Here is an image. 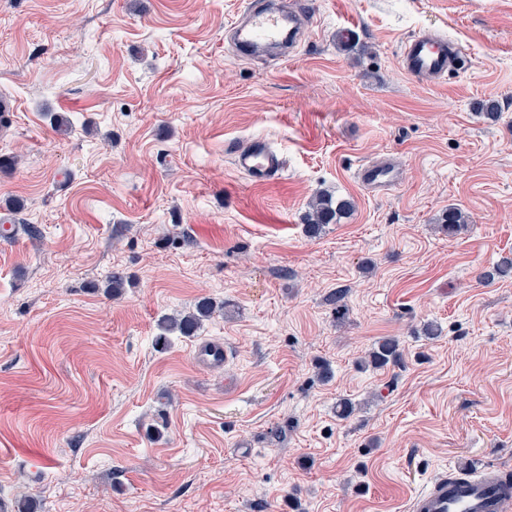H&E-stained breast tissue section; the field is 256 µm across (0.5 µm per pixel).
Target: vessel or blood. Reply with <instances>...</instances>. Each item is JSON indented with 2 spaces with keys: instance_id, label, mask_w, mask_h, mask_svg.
Instances as JSON below:
<instances>
[{
  "instance_id": "b4317fda",
  "label": "vessel or blood",
  "mask_w": 512,
  "mask_h": 512,
  "mask_svg": "<svg viewBox=\"0 0 512 512\" xmlns=\"http://www.w3.org/2000/svg\"><path fill=\"white\" fill-rule=\"evenodd\" d=\"M311 12L303 0H250L233 26L234 45L245 55L265 48L292 50L296 34L309 25ZM464 60L447 36L433 30L408 37L401 48L399 64L413 80L439 82ZM236 168L254 184L263 185L285 168L281 154L264 140L235 156ZM398 171L388 162L362 165L360 184L368 191L385 193L395 187ZM411 512H512V495H505L494 468L471 477H439L411 502Z\"/></svg>"
}]
</instances>
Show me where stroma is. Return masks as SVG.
<instances>
[{
    "instance_id": "stroma-1",
    "label": "stroma",
    "mask_w": 512,
    "mask_h": 512,
    "mask_svg": "<svg viewBox=\"0 0 512 512\" xmlns=\"http://www.w3.org/2000/svg\"><path fill=\"white\" fill-rule=\"evenodd\" d=\"M247 2L0 0L11 503L410 512L448 472L512 473V276L478 279L512 259V0H306L287 58L235 54ZM430 27L467 61L439 85L398 62ZM256 139L286 158L263 187L233 163ZM384 160L399 183L370 193L355 173ZM322 190L352 210L312 238ZM204 297L213 317L158 346ZM383 336L401 361L358 368ZM207 341L227 360L199 366Z\"/></svg>"
}]
</instances>
